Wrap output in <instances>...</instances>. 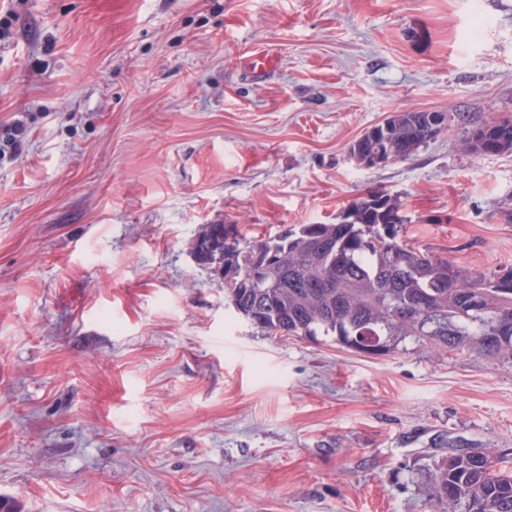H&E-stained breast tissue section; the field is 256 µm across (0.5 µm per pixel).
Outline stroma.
Instances as JSON below:
<instances>
[{"label":"stroma","instance_id":"stroma-1","mask_svg":"<svg viewBox=\"0 0 512 512\" xmlns=\"http://www.w3.org/2000/svg\"><path fill=\"white\" fill-rule=\"evenodd\" d=\"M0 499L14 512H433L450 445L512 449V367L270 336L197 265L210 224H333L512 265V0H0ZM279 57L258 79L243 60ZM453 115L410 159L351 143ZM464 149L478 156L512 153V117L492 118L465 132Z\"/></svg>","mask_w":512,"mask_h":512}]
</instances>
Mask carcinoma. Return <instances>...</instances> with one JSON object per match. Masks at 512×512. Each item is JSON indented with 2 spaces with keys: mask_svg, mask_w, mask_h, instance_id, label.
<instances>
[{
  "mask_svg": "<svg viewBox=\"0 0 512 512\" xmlns=\"http://www.w3.org/2000/svg\"><path fill=\"white\" fill-rule=\"evenodd\" d=\"M426 116L394 113L365 150L380 145L398 162L410 159L439 136ZM462 144L478 156L512 153V117L466 131ZM363 151L350 150L361 166ZM347 208L335 224H298L260 239L242 224L231 238L224 225H210L239 275L254 256L279 255L261 285L228 289L236 312L271 335L330 336L367 355L412 348L512 364V267L487 274L413 247L401 235V201L383 191L369 190ZM431 502L438 512H512V457L497 448L448 453L433 474Z\"/></svg>",
  "mask_w": 512,
  "mask_h": 512,
  "instance_id": "1",
  "label": "carcinoma"
}]
</instances>
